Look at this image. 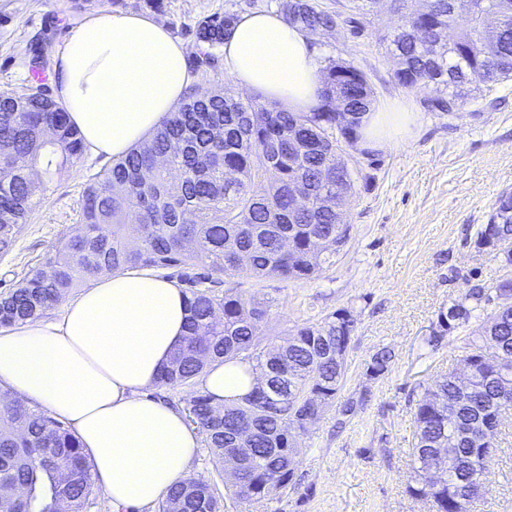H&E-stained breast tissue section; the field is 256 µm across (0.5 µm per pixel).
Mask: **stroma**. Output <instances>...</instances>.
Returning a JSON list of instances; mask_svg holds the SVG:
<instances>
[{"label": "stroma", "mask_w": 512, "mask_h": 512, "mask_svg": "<svg viewBox=\"0 0 512 512\" xmlns=\"http://www.w3.org/2000/svg\"><path fill=\"white\" fill-rule=\"evenodd\" d=\"M161 2L155 11L147 0H93L91 9L153 14L190 44L203 17L248 13L267 0ZM72 5L0 0L1 91L35 89L19 58L30 44L54 57L70 26L84 17ZM397 23L389 0H382L375 15L364 19L362 32L345 24L315 38L322 55L350 61L365 73L378 105L406 99L420 116L411 139L373 149L368 157L345 153L362 178L344 206L352 231L336 265L308 281L258 284L244 273L235 278L246 293L272 300L262 346L342 307L357 319L336 402L300 438L296 485L255 512H432L407 491L417 442L415 409L439 374L460 365L464 352L453 336L434 352L424 339L471 274L488 283L501 275L498 261L477 252L470 239L488 223L501 192L512 190V84L483 89L451 115L428 111L427 89L398 84L378 42ZM102 166V159L85 155L55 176L10 252L0 254V294L68 241L81 192ZM384 347L393 352L388 374L367 376L368 362ZM347 402L354 403L353 414H343ZM488 480L489 493L474 501L471 512H512V411L500 421Z\"/></svg>", "instance_id": "obj_1"}]
</instances>
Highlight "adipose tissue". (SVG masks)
Instances as JSON below:
<instances>
[{"mask_svg": "<svg viewBox=\"0 0 512 512\" xmlns=\"http://www.w3.org/2000/svg\"><path fill=\"white\" fill-rule=\"evenodd\" d=\"M236 88L292 111L318 104L320 54L309 34L273 11L238 16L224 46ZM188 46L145 13L98 11L72 27L54 57L56 94L86 149L115 159L177 110L195 77ZM413 105L368 113L359 142L378 148L412 133ZM186 295L145 272L98 274L61 318L0 329V392L70 426L114 512H147L190 476L198 433L185 416L148 397L186 332ZM220 405L256 385L248 366L215 363L200 376Z\"/></svg>", "mask_w": 512, "mask_h": 512, "instance_id": "obj_1", "label": "adipose tissue"}]
</instances>
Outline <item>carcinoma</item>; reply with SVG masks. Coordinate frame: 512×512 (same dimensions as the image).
<instances>
[{
  "mask_svg": "<svg viewBox=\"0 0 512 512\" xmlns=\"http://www.w3.org/2000/svg\"><path fill=\"white\" fill-rule=\"evenodd\" d=\"M377 0H345L343 9L318 0H276L277 12L307 32L333 28L337 20L355 25ZM400 23L382 36L403 85L429 90L424 106L451 112L482 87L512 83V0H393ZM494 9L501 16L497 33L475 13ZM237 14L226 11L200 19L193 30L200 52L194 66L211 68L215 50ZM468 24L456 27L457 19ZM424 22L448 37L422 46L412 29ZM341 80L350 124L336 126L329 95ZM321 104L308 112H290L275 101L239 98L222 89L195 86L179 109L162 118L151 136L122 160L104 165L82 192L74 235L47 258L34 274L0 296V328L25 323L60 302L76 283L103 271L127 268L202 269L188 278L187 334L172 353L161 385L192 386L205 366L238 362L253 371L272 362L260 347L269 301L232 285L245 272L258 282L309 280L336 264L350 239L351 225L336 212L332 199L354 193L356 177L341 154L358 141L364 116L375 108L366 75L352 63L328 55L321 69ZM51 127L45 144L31 135ZM83 155L79 131L69 123L64 105L41 87L32 93L0 92V253L11 250L20 226L40 201L47 184ZM31 159L30 172L13 164ZM343 175L336 178V165ZM301 180L307 203L292 208L289 181ZM327 248L319 250L316 241ZM295 244L293 258L282 242ZM473 244L493 256L504 273L488 286L476 281L440 313L437 329L426 338L436 350L445 337L467 329L465 357L476 367L473 396L463 394L451 373L429 389L416 406L417 445L413 450V483L408 492L431 502L434 512H468L470 503L489 492L487 474L493 451L478 443L482 427L494 424L500 400H512V192L495 203L488 223ZM486 318H481V314ZM351 310L339 308L320 321L294 329L279 343L287 358L281 399L261 400L255 393L224 406L196 392L184 409L190 425L211 450L224 488L242 504L265 503L295 484L288 460L280 452L299 453L297 436L276 430L309 411L319 401L325 414L336 401L346 361L330 354L337 336H353ZM392 352L377 351L367 375L378 378L390 368ZM0 512H83L94 491L90 466L77 438L44 410L0 395ZM235 427L250 430L245 447L252 449L241 472L224 469V456L239 447ZM442 452L460 462L440 478L425 471V460ZM215 484L200 479L192 486L171 487L159 512H221Z\"/></svg>",
  "mask_w": 512,
  "mask_h": 512,
  "instance_id": "obj_1",
  "label": "carcinoma"
}]
</instances>
